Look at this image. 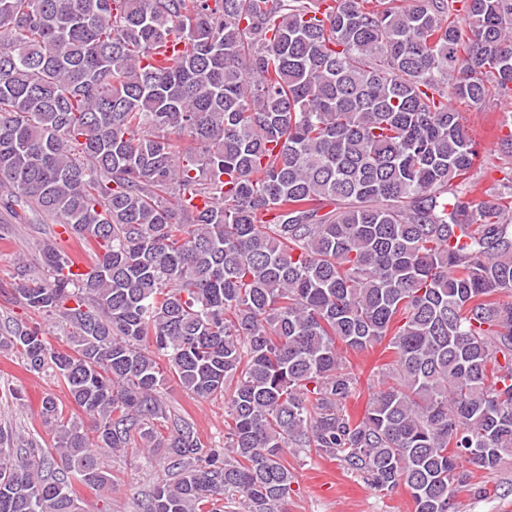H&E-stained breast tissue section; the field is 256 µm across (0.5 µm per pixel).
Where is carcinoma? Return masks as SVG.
Returning <instances> with one entry per match:
<instances>
[{"label": "carcinoma", "instance_id": "obj_1", "mask_svg": "<svg viewBox=\"0 0 512 512\" xmlns=\"http://www.w3.org/2000/svg\"><path fill=\"white\" fill-rule=\"evenodd\" d=\"M456 2L0 0V203L93 262L41 240L17 273L65 348L39 322L0 348L84 416L46 398L50 451L0 427V512H85L74 483L137 440L169 454L143 512H288L300 448L450 512L460 461L512 457V184L476 195L454 107L512 98V0ZM384 340L357 420L339 346ZM171 377L224 399V447ZM163 398L172 419L182 418L194 424L202 443L208 448L224 447V399L203 401L184 391L174 378L168 380Z\"/></svg>", "mask_w": 512, "mask_h": 512}]
</instances>
